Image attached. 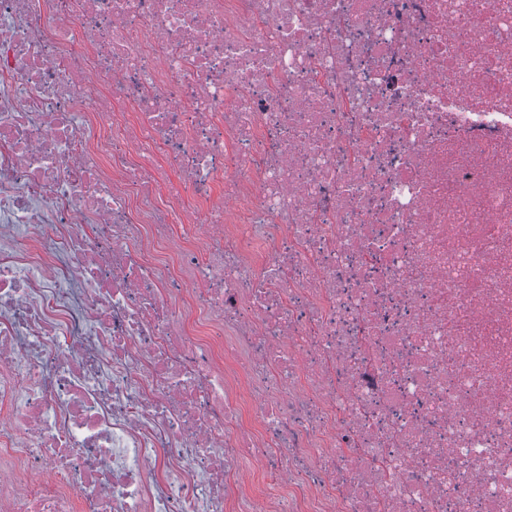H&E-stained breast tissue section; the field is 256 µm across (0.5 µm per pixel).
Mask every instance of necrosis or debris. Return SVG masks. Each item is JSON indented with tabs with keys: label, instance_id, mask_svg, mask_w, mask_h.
Returning <instances> with one entry per match:
<instances>
[{
	"label": "necrosis or debris",
	"instance_id": "obj_1",
	"mask_svg": "<svg viewBox=\"0 0 512 512\" xmlns=\"http://www.w3.org/2000/svg\"><path fill=\"white\" fill-rule=\"evenodd\" d=\"M0 512H512V0H0Z\"/></svg>",
	"mask_w": 512,
	"mask_h": 512
}]
</instances>
